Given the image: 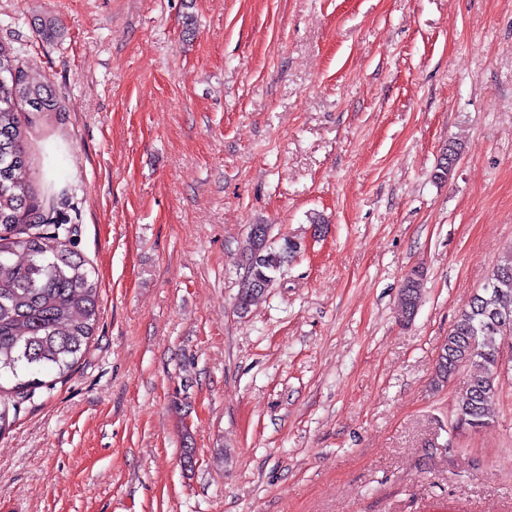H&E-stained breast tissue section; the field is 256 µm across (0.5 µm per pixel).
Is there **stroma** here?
<instances>
[{
	"label": "stroma",
	"instance_id": "1",
	"mask_svg": "<svg viewBox=\"0 0 512 512\" xmlns=\"http://www.w3.org/2000/svg\"><path fill=\"white\" fill-rule=\"evenodd\" d=\"M0 43L62 101L27 178L100 288L0 512H512V369L476 431L432 384L512 247V0H0ZM257 222L303 247L242 316ZM421 272L413 269L404 279L400 295V317L404 323L414 318L420 302Z\"/></svg>",
	"mask_w": 512,
	"mask_h": 512
}]
</instances>
